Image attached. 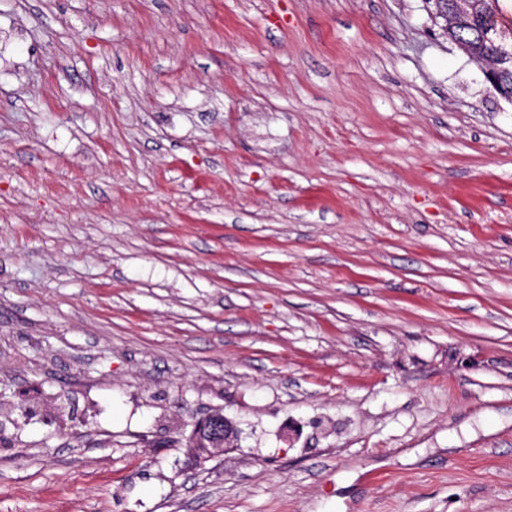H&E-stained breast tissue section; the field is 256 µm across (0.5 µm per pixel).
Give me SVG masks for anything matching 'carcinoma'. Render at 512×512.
Masks as SVG:
<instances>
[{
	"instance_id": "obj_1",
	"label": "carcinoma",
	"mask_w": 512,
	"mask_h": 512,
	"mask_svg": "<svg viewBox=\"0 0 512 512\" xmlns=\"http://www.w3.org/2000/svg\"><path fill=\"white\" fill-rule=\"evenodd\" d=\"M467 3V10L456 16L454 33L467 42L470 54L497 65L500 92L512 96V29L499 24L496 0Z\"/></svg>"
}]
</instances>
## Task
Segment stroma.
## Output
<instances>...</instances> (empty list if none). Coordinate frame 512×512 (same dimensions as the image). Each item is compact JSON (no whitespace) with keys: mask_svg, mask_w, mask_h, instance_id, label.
Returning <instances> with one entry per match:
<instances>
[{"mask_svg":"<svg viewBox=\"0 0 512 512\" xmlns=\"http://www.w3.org/2000/svg\"><path fill=\"white\" fill-rule=\"evenodd\" d=\"M0 512H512V104L425 0H0ZM201 430L193 437L190 451L200 461L207 462L226 448H234L239 440L237 423L215 411L198 419Z\"/></svg>","mask_w":512,"mask_h":512,"instance_id":"35a3bbf8","label":"stroma"}]
</instances>
